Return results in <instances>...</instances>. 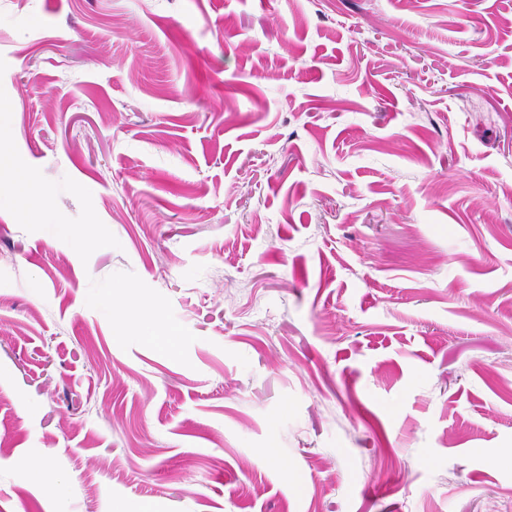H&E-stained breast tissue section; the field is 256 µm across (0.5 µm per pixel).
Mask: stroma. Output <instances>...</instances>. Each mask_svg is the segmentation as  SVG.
I'll use <instances>...</instances> for the list:
<instances>
[{
  "mask_svg": "<svg viewBox=\"0 0 512 512\" xmlns=\"http://www.w3.org/2000/svg\"><path fill=\"white\" fill-rule=\"evenodd\" d=\"M20 173L0 512H512V0H0ZM17 182L19 196L29 204L34 221L42 224L45 234L56 236L63 232V224H56L53 214L44 206L48 190L30 176L19 175Z\"/></svg>",
  "mask_w": 512,
  "mask_h": 512,
  "instance_id": "1",
  "label": "stroma"
}]
</instances>
